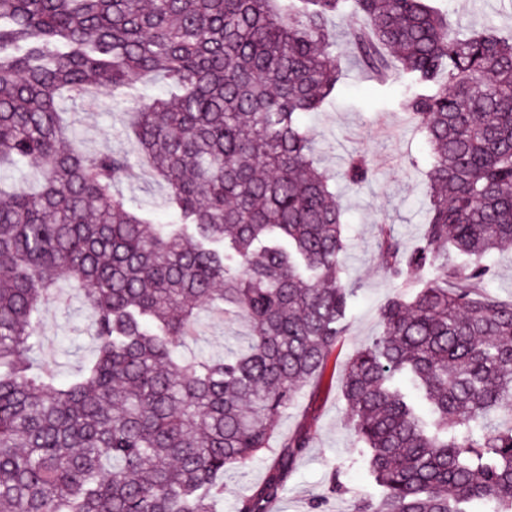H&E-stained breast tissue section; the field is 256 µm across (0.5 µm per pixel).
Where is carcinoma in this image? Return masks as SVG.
<instances>
[{"label":"carcinoma","mask_w":512,"mask_h":512,"mask_svg":"<svg viewBox=\"0 0 512 512\" xmlns=\"http://www.w3.org/2000/svg\"><path fill=\"white\" fill-rule=\"evenodd\" d=\"M434 2L0 0V172L24 171L0 179V512H215L224 471L323 373L356 289L336 176L300 116L336 90L343 11L358 67L405 82L430 158L419 244L379 229L408 292L345 368L383 488L350 512H512V303L485 289L487 255L512 245V35L463 32ZM107 91L136 116L132 154L68 135L63 102ZM136 163L177 223L119 192ZM371 177L350 154L345 185ZM62 281L95 343L65 377L36 357ZM203 309L245 318L246 344L187 351ZM309 443L283 438L236 512H273Z\"/></svg>","instance_id":"carcinoma-1"}]
</instances>
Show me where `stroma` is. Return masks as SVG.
<instances>
[{"instance_id":"1","label":"stroma","mask_w":512,"mask_h":512,"mask_svg":"<svg viewBox=\"0 0 512 512\" xmlns=\"http://www.w3.org/2000/svg\"><path fill=\"white\" fill-rule=\"evenodd\" d=\"M438 5L459 26L477 24L512 33V0H492L486 7L472 6L470 0H438ZM332 25L336 31L333 54L341 67L336 94L321 111L303 116L301 123L316 142L318 164L329 172L342 170L353 152L366 153L372 162L374 175L368 187L339 189L346 207L348 239L340 276L358 293L348 313V331L323 375L307 383L282 414L278 438L271 441L269 450L246 466L225 472L224 499L217 512H235L238 495L263 479L279 438L302 426L310 429L312 440L293 469L281 504L283 512H346L349 499L376 498L382 493L368 471L364 445L349 430L343 366L354 351L379 334L380 313L400 290L381 266L378 227L390 225L406 247L417 244L426 220L427 153L421 135L395 105L399 85H377L355 65L348 40L349 15L333 18ZM65 110L74 134L89 151L132 150L130 116L121 101L106 96L88 108L73 100L66 102ZM122 189L128 197L152 207L158 221H171L163 206L165 189L148 166L131 172ZM249 332L244 319H217L205 313L198 324L196 348L206 355H220ZM91 334L92 317L79 294L65 296L63 305H49L43 313L40 355L61 375L75 373L93 349ZM336 476L345 488L338 496L329 491Z\"/></svg>"}]
</instances>
